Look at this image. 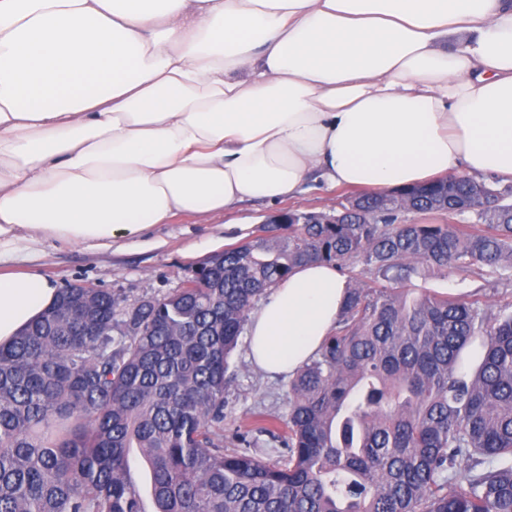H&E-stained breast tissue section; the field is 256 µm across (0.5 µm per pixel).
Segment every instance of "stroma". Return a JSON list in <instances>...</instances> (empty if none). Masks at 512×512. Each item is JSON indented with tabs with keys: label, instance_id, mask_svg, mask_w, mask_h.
<instances>
[{
	"label": "stroma",
	"instance_id": "obj_1",
	"mask_svg": "<svg viewBox=\"0 0 512 512\" xmlns=\"http://www.w3.org/2000/svg\"><path fill=\"white\" fill-rule=\"evenodd\" d=\"M346 193V188L311 181L296 198L245 201L208 223L195 215L179 214L142 237L119 240L108 250L54 242L37 252L1 259L0 267L34 269L52 278L58 286L87 284L121 294L131 302L159 297L180 288L191 278L199 262L260 236L261 223L269 214L288 208L300 212L326 211L343 202ZM418 285L448 295L475 293L494 310L512 305V283H498L492 274L481 277L452 272L443 277L432 273L420 279ZM231 361L238 367L239 376L225 397L224 450L228 453L235 450L232 434L239 431L257 438L259 456L277 459L280 444L271 436L257 432V419L286 416L288 380L253 368L248 360L246 338H239Z\"/></svg>",
	"mask_w": 512,
	"mask_h": 512
}]
</instances>
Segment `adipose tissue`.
<instances>
[{"label":"adipose tissue","mask_w":512,"mask_h":512,"mask_svg":"<svg viewBox=\"0 0 512 512\" xmlns=\"http://www.w3.org/2000/svg\"><path fill=\"white\" fill-rule=\"evenodd\" d=\"M459 167L512 181V0H0V255ZM347 291L296 266L250 314L254 364L295 373ZM57 293L0 272V345Z\"/></svg>","instance_id":"obj_1"}]
</instances>
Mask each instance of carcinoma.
Returning a JSON list of instances; mask_svg holds the SVG:
<instances>
[{"mask_svg": "<svg viewBox=\"0 0 512 512\" xmlns=\"http://www.w3.org/2000/svg\"><path fill=\"white\" fill-rule=\"evenodd\" d=\"M409 212L437 214L442 186ZM282 224L204 262L193 288L132 304L71 284L0 346V512H512V311L416 287L512 272V185L448 177L465 224ZM310 261L350 277L336 328L288 384L283 452L224 453L230 363L249 312ZM130 465L132 476L140 487L148 508V512L155 510L151 495H150V474L146 463L138 455L136 451L130 457Z\"/></svg>", "mask_w": 512, "mask_h": 512, "instance_id": "obj_1", "label": "carcinoma"}]
</instances>
